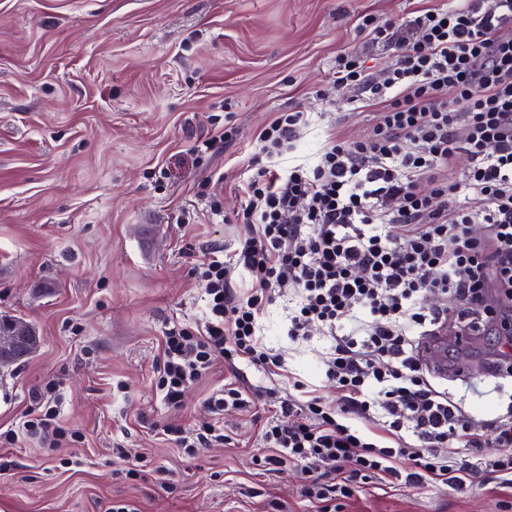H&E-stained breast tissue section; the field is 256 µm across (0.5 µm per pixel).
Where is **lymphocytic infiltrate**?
Here are the masks:
<instances>
[{
    "label": "lymphocytic infiltrate",
    "instance_id": "lymphocytic-infiltrate-1",
    "mask_svg": "<svg viewBox=\"0 0 512 512\" xmlns=\"http://www.w3.org/2000/svg\"><path fill=\"white\" fill-rule=\"evenodd\" d=\"M361 27L394 56L370 66L339 53L320 95L374 108V123L358 139L328 130L317 164L288 170L275 160L299 139L306 113H276L259 131L234 256L199 264L207 316L196 329L167 330L156 369L170 408L220 358L300 389L258 334L269 305L296 297L288 334L332 337L325 376L338 398L279 400L261 438L266 464L307 473L303 493L320 512H335V493L393 473L400 458L413 463L412 484L463 486L490 472L512 485V416L466 412L432 384L418 350L449 308L466 305L483 310L506 334L502 349L512 350V0H459L404 24L366 15ZM460 153L470 163L461 182L453 172ZM464 191L476 208L458 205ZM243 273L250 286L240 294ZM62 400L59 385L46 383L20 428L0 432V447L23 435L49 448L79 442L60 420ZM248 404L244 390L227 387L206 400L193 428L167 423L161 432L191 452L220 445L225 408ZM376 407L389 424L364 434L358 425ZM490 435L499 451L487 456ZM459 443L470 458L456 457Z\"/></svg>",
    "mask_w": 512,
    "mask_h": 512
}]
</instances>
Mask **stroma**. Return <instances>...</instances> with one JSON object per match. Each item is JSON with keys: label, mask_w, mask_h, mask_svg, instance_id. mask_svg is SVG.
<instances>
[{"label": "stroma", "mask_w": 512, "mask_h": 512, "mask_svg": "<svg viewBox=\"0 0 512 512\" xmlns=\"http://www.w3.org/2000/svg\"><path fill=\"white\" fill-rule=\"evenodd\" d=\"M451 0H0V318L30 326L37 345L0 370V430L17 426L56 382L61 420L80 442L46 448L21 438L0 475V512H315L300 468L267 469L259 431L270 415L224 413L228 443L189 456L163 423L192 426L226 378L249 391L279 390L261 369L217 360L168 409L154 371L161 339L206 313L194 269L207 253L232 257L244 158L276 113L309 124L281 167L315 165L328 113L361 137L373 112L318 96L337 53L390 54L361 28L366 14L402 23ZM234 128L232 141L195 155L199 140ZM287 300L259 321L291 376L337 396L325 380L327 336L290 339ZM440 389L474 387L467 411L505 413L496 374L432 376ZM127 451L117 458L116 449ZM136 467L137 477L126 475ZM367 478L336 512H512L495 475L460 488ZM172 482L161 488L157 472Z\"/></svg>", "instance_id": "obj_1"}]
</instances>
